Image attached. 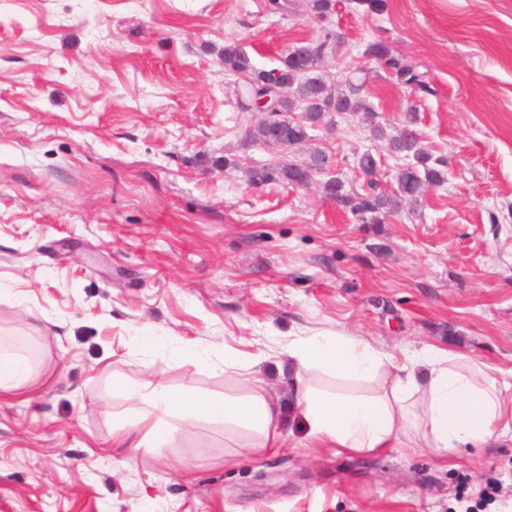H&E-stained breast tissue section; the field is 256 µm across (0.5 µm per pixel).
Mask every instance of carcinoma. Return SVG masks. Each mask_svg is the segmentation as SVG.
Instances as JSON below:
<instances>
[{
	"label": "carcinoma",
	"mask_w": 512,
	"mask_h": 512,
	"mask_svg": "<svg viewBox=\"0 0 512 512\" xmlns=\"http://www.w3.org/2000/svg\"><path fill=\"white\" fill-rule=\"evenodd\" d=\"M341 42V35L326 34L315 43L300 45L279 59L275 71L279 80L288 85V94L280 102V112L288 121H273L255 126L249 133L252 143L265 146L280 136L288 141V149L300 150L311 140L309 130L335 112H359L373 138L383 140L395 154L406 163L397 176V197L387 196L375 181L380 168V159L365 151L357 157V168L367 178L364 192H353L345 188L342 181L330 178L321 184L326 197L341 209L353 214L363 224H384L394 213L395 207L403 201L418 200L426 190L445 181V170L438 167V160L422 144L421 134L416 127L414 112L405 114L401 125L390 133L376 120L374 112L362 96L364 82L347 76L341 80L342 88L333 90L322 73L323 63L335 45ZM365 54L381 61L391 70L397 83L415 90H428L423 73L418 65L391 54L382 41L367 44ZM224 69L246 76L244 93L251 100L267 92L270 71L254 68L249 56L235 43H227L221 52ZM301 111V119L292 115ZM322 151L314 150L306 161L278 162L249 171V181L253 184L281 183L291 186H306L320 172Z\"/></svg>",
	"instance_id": "carcinoma-1"
}]
</instances>
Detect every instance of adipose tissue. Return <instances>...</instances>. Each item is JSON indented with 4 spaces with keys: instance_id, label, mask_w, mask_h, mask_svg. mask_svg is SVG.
Here are the masks:
<instances>
[{
    "instance_id": "ef3b65f1",
    "label": "adipose tissue",
    "mask_w": 512,
    "mask_h": 512,
    "mask_svg": "<svg viewBox=\"0 0 512 512\" xmlns=\"http://www.w3.org/2000/svg\"><path fill=\"white\" fill-rule=\"evenodd\" d=\"M295 365L291 402L266 396L254 362L224 355V372L241 384L239 397L172 389L144 382L124 386L141 409L135 420L117 424L118 448L171 447V419L204 420L247 430L251 453L282 447L284 425L296 414L305 448H331L355 456H376L398 448H426L439 461L494 440L512 444V383L488 362L428 346L398 362L369 342L341 331H317L289 338ZM336 379V390L318 386L314 374ZM40 382L29 359L0 350V394H21Z\"/></svg>"
}]
</instances>
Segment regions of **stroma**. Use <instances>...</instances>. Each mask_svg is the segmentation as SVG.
<instances>
[{"mask_svg":"<svg viewBox=\"0 0 512 512\" xmlns=\"http://www.w3.org/2000/svg\"><path fill=\"white\" fill-rule=\"evenodd\" d=\"M0 0V347L46 367L31 398L0 399V512H512V446L439 462L404 448L243 454V433L181 425L172 448L113 449L148 379L238 395L224 353L260 357L268 391L293 394L289 335L342 329L404 360L426 345L512 370V0ZM343 37L323 71L366 81L388 128L415 110L446 181L363 224L320 183L252 184L273 155L245 137L234 42L258 69ZM418 63L428 91L397 84L369 42ZM308 149L362 190L356 158L401 166L359 116L335 113ZM151 337L144 346L140 337ZM189 343L213 361L181 364ZM190 463L184 480L177 462Z\"/></svg>","mask_w":512,"mask_h":512,"instance_id":"35a3bbf8","label":"stroma"}]
</instances>
